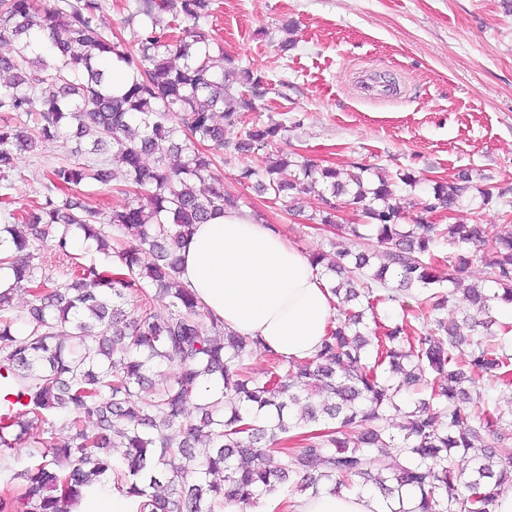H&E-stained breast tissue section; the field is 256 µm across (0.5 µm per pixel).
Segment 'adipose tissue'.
Instances as JSON below:
<instances>
[{
    "mask_svg": "<svg viewBox=\"0 0 512 512\" xmlns=\"http://www.w3.org/2000/svg\"><path fill=\"white\" fill-rule=\"evenodd\" d=\"M180 280L227 330L260 337L279 356L307 359L333 317L334 297L308 259L247 211L229 208L195 225ZM294 512H389L374 491L306 494Z\"/></svg>",
    "mask_w": 512,
    "mask_h": 512,
    "instance_id": "obj_1",
    "label": "adipose tissue"
}]
</instances>
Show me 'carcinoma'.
<instances>
[{"label":"carcinoma","instance_id":"carcinoma-1","mask_svg":"<svg viewBox=\"0 0 512 512\" xmlns=\"http://www.w3.org/2000/svg\"><path fill=\"white\" fill-rule=\"evenodd\" d=\"M103 6L0 0V44L14 45L0 54V202L9 203L21 153L44 141L76 142L50 167L37 206L0 225V242H11L0 269L12 278L0 291V389L19 399L0 411V477L24 483L26 512H68L86 488L108 480L136 512H224L288 487L316 495L354 485L418 501L392 512H495L512 486V418L474 403L470 389L485 374L512 384V326H500L496 343L477 336L496 324V304L512 303V224L489 243L477 224H402L392 203L396 182L416 184L405 173L373 181L364 167L343 172L284 154L261 173L244 168L243 182L274 201L317 197L310 219L322 224L333 223L334 198L350 196L367 222L345 225L347 234L357 240L369 228L382 247L373 271L363 252L313 255L342 303L363 297L366 307L337 308L313 357L272 352L270 378L249 377L246 361L265 351L262 339L225 330L198 305L180 281V249L194 225L238 207L198 146L258 153L282 126L257 123L234 144L224 140V126L241 123L266 88L249 72L248 92L229 83L232 59L213 50L199 26L210 0H134L124 23L140 22L135 49L100 27ZM162 12L187 22L181 36L161 27ZM114 56L132 72L120 95L106 78ZM119 175L130 185L120 189L128 199L119 208L76 196ZM471 188L465 173L437 181L423 210L451 212ZM78 235L113 269L76 262L54 276L36 262L48 240L70 262ZM441 239L491 254L496 288L464 289L475 315L460 325L434 315L450 297L431 302ZM412 287L426 293L418 307L442 335L402 325L369 331L365 312L377 319L379 304L401 302ZM18 291L28 295L23 331L12 308ZM159 297L168 300L163 317L152 308ZM131 298L137 315L126 309ZM407 398L412 406L396 436L387 416ZM61 418L64 440L56 437ZM302 424L314 426L303 445L284 447ZM486 434L493 444L483 443ZM20 448L29 463L16 470L11 459Z\"/></svg>","mask_w":512,"mask_h":512}]
</instances>
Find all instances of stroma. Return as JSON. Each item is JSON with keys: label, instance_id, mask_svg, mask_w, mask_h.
<instances>
[{"label": "stroma", "instance_id": "35a3bbf8", "mask_svg": "<svg viewBox=\"0 0 512 512\" xmlns=\"http://www.w3.org/2000/svg\"><path fill=\"white\" fill-rule=\"evenodd\" d=\"M202 27L236 67L263 76L256 116L285 127L274 150L321 167L412 174L416 186H398L394 199L407 224H476L489 241L512 223V0H212ZM65 153L46 141L22 154L14 208L40 202L48 166ZM268 163L265 152L225 154V194L302 254L378 251L374 236L342 232L363 221L348 197H337L328 226L310 219L314 196L274 204L242 183L243 166ZM462 171L475 190L456 211L422 212L434 182ZM437 251L467 260L437 267L453 294L443 315L458 322L472 312L464 286L489 285V268L465 246L443 242Z\"/></svg>", "mask_w": 512, "mask_h": 512}]
</instances>
